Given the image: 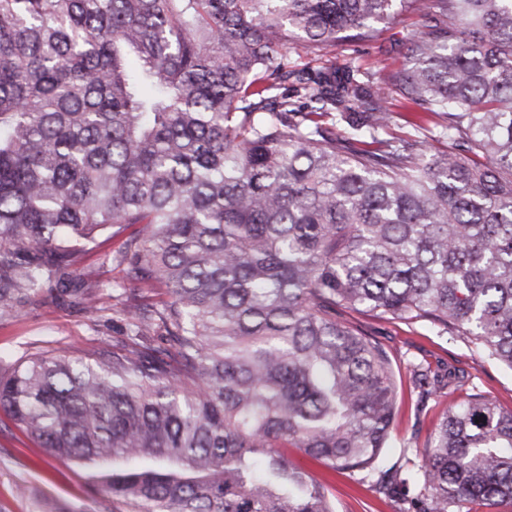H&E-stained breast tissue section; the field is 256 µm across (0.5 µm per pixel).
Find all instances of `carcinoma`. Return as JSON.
<instances>
[{
	"label": "carcinoma",
	"instance_id": "obj_1",
	"mask_svg": "<svg viewBox=\"0 0 512 512\" xmlns=\"http://www.w3.org/2000/svg\"><path fill=\"white\" fill-rule=\"evenodd\" d=\"M397 1L0 0V312L107 232L164 283L130 318L171 344L32 357L0 411L128 512H335L290 448L407 512L512 509V412L470 395L388 463L392 356L345 318L512 369V0H430L394 75L441 156L379 138L359 67L288 56L374 38Z\"/></svg>",
	"mask_w": 512,
	"mask_h": 512
}]
</instances>
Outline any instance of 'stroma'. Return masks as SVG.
Masks as SVG:
<instances>
[{"instance_id":"35a3bbf8","label":"stroma","mask_w":512,"mask_h":512,"mask_svg":"<svg viewBox=\"0 0 512 512\" xmlns=\"http://www.w3.org/2000/svg\"><path fill=\"white\" fill-rule=\"evenodd\" d=\"M423 24L422 0H406L395 19L381 23L375 40L344 42L317 60L302 49L290 52L298 64L323 68L351 61L362 74L383 82L406 60L411 38ZM392 120L389 138H431L433 118L390 88ZM112 241L97 239L84 246L76 271L64 288L42 290L22 300L15 309L0 313V370L36 355L73 358L95 350L123 349L134 344L127 311L138 305H158L167 295L160 285L130 283L126 264L120 263ZM92 294V307L80 297ZM364 330L395 356L393 370L398 384V416L388 460L401 449L422 448L439 414L449 404L470 394L491 396L512 410V369L490 358H479L465 336H441L427 327L413 329L371 317L361 318ZM142 345L162 346L155 324L143 327ZM447 377L448 384L428 399H421L413 365ZM299 466L330 489L336 512H402L401 496L380 494L372 483L349 472H335L323 463L297 456ZM0 512H125L124 506L97 485L85 467L51 456L29 439L9 418L0 414Z\"/></svg>"}]
</instances>
